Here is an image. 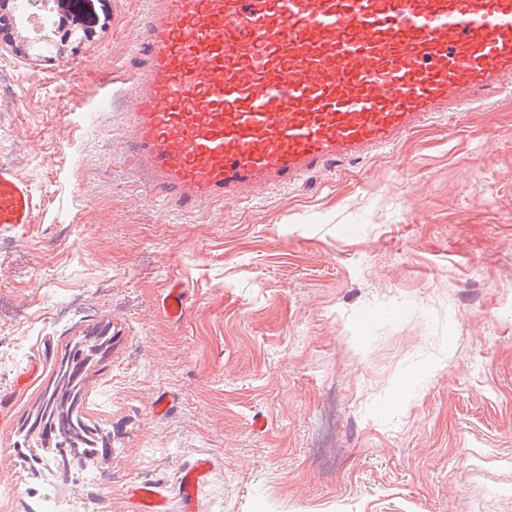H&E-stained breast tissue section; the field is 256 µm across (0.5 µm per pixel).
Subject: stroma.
<instances>
[{
  "label": "stroma",
  "mask_w": 512,
  "mask_h": 512,
  "mask_svg": "<svg viewBox=\"0 0 512 512\" xmlns=\"http://www.w3.org/2000/svg\"><path fill=\"white\" fill-rule=\"evenodd\" d=\"M52 7L60 54L0 48V164L36 200L0 226V512H33L22 423L95 330L82 412L112 444L71 477L83 512L143 484L183 512L201 457L195 512H512V96L185 212L132 173L146 0ZM210 469L207 459H199L188 467L178 481V491L185 505L193 501L198 483L203 480Z\"/></svg>",
  "instance_id": "obj_1"
}]
</instances>
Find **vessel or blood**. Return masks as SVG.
I'll return each mask as SVG.
<instances>
[{
	"label": "vessel or blood",
	"instance_id": "b4317fda",
	"mask_svg": "<svg viewBox=\"0 0 512 512\" xmlns=\"http://www.w3.org/2000/svg\"><path fill=\"white\" fill-rule=\"evenodd\" d=\"M135 174L191 210L397 146L512 88V0H147ZM34 196L0 166V226ZM210 469L178 481L184 503Z\"/></svg>",
	"mask_w": 512,
	"mask_h": 512
}]
</instances>
